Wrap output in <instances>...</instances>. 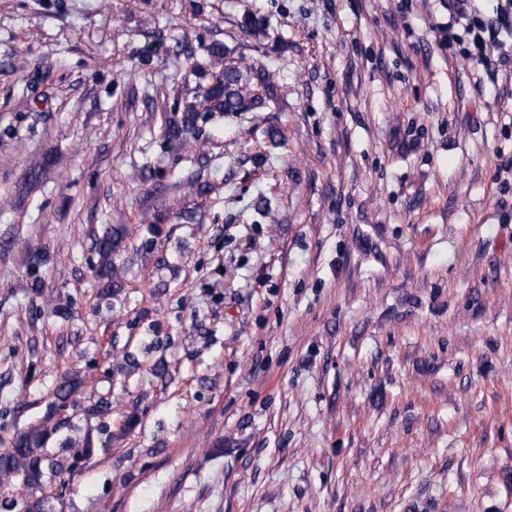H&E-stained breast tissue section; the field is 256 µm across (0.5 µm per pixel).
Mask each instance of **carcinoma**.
<instances>
[{"instance_id": "carcinoma-1", "label": "carcinoma", "mask_w": 512, "mask_h": 512, "mask_svg": "<svg viewBox=\"0 0 512 512\" xmlns=\"http://www.w3.org/2000/svg\"><path fill=\"white\" fill-rule=\"evenodd\" d=\"M210 82L203 91L201 105L209 112L233 114L261 107L265 99L274 93L276 84L274 72L265 68H255L248 75L240 63L231 57V51L221 45L210 50ZM120 232H109L97 239L96 253L99 257L97 274L101 278L112 279V255L121 247ZM81 380L65 377L59 385L56 408L66 407V401L80 386ZM55 412H50L42 423L16 433L10 447L0 451V482L18 479L30 488L41 485L45 471H62V465L46 458L43 447L56 432L58 424L53 422Z\"/></svg>"}]
</instances>
